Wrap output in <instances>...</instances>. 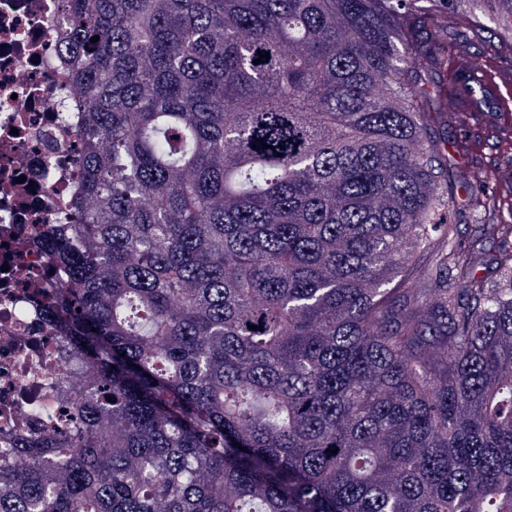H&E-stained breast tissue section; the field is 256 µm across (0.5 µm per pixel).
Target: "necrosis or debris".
Wrapping results in <instances>:
<instances>
[{"mask_svg": "<svg viewBox=\"0 0 512 512\" xmlns=\"http://www.w3.org/2000/svg\"><path fill=\"white\" fill-rule=\"evenodd\" d=\"M65 37L62 0H0V449L61 431L68 399L87 389L59 354L43 293L44 239L83 185L86 100Z\"/></svg>", "mask_w": 512, "mask_h": 512, "instance_id": "4bbe7bcc", "label": "necrosis or debris"}]
</instances>
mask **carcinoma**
I'll list each match as a JSON object with an SVG mask.
<instances>
[{"instance_id":"cac0c4a2","label":"carcinoma","mask_w":512,"mask_h":512,"mask_svg":"<svg viewBox=\"0 0 512 512\" xmlns=\"http://www.w3.org/2000/svg\"><path fill=\"white\" fill-rule=\"evenodd\" d=\"M63 11L84 184L49 311L90 388L0 451V512H512V250L492 283L450 227L406 278L455 207L426 84L512 0Z\"/></svg>"}]
</instances>
